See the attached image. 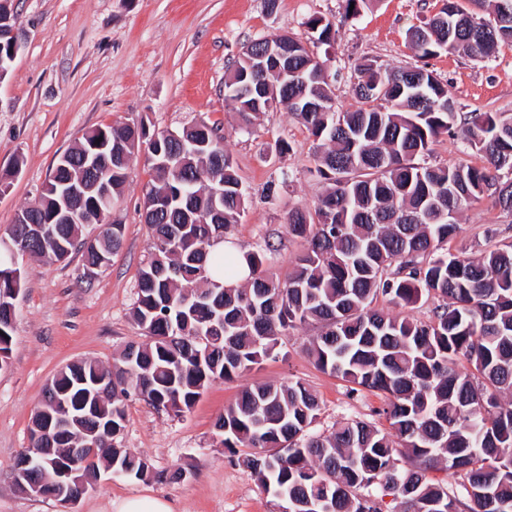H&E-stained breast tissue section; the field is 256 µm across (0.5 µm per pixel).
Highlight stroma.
Listing matches in <instances>:
<instances>
[{
  "mask_svg": "<svg viewBox=\"0 0 512 512\" xmlns=\"http://www.w3.org/2000/svg\"><path fill=\"white\" fill-rule=\"evenodd\" d=\"M440 3L368 0L352 17L345 0H277L272 10L265 0H14L26 37L0 80V175L10 176L0 194V237L8 236L21 208L37 202L58 158L87 130L132 118L173 130L203 121L221 130L247 193L233 242L251 251L274 243L269 264L287 276L305 243L288 236L285 218L290 210L312 208L323 190L313 174L317 143L282 105L241 131L224 98L228 67L262 36L310 41L307 21L321 15L337 30L327 63L337 109L357 107L354 68L368 57L387 68L426 65L461 113H512L511 44L477 62L457 51L423 59L410 43L409 29L426 23ZM151 179L145 153L135 152L112 211L124 226L123 245L96 275H88L77 252L58 262L18 260L22 292L8 364L0 369V512H113L112 501L142 494L169 501L174 512H280L278 500L216 442L217 417L245 387L304 382L319 398L317 433L351 419L386 425L377 414L380 392L351 390L315 366L306 348L319 327L306 324L291 331L280 356L234 381L212 383L188 413L129 401L118 445L150 462L149 478L102 479L74 505L15 493L14 462L29 445L46 383L76 360L111 364L127 343L142 339L132 307L139 270L152 251L141 219ZM458 222L451 248L467 257L512 243V214L490 199L462 209ZM188 464L193 476L173 479Z\"/></svg>",
  "mask_w": 512,
  "mask_h": 512,
  "instance_id": "35a3bbf8",
  "label": "stroma"
}]
</instances>
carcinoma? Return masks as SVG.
<instances>
[{
  "instance_id": "1",
  "label": "carcinoma",
  "mask_w": 512,
  "mask_h": 512,
  "mask_svg": "<svg viewBox=\"0 0 512 512\" xmlns=\"http://www.w3.org/2000/svg\"><path fill=\"white\" fill-rule=\"evenodd\" d=\"M445 20L433 17L409 32L423 58L443 47L427 41L434 30L475 61L492 57L504 39L491 30L457 26L467 9L446 0ZM313 46L332 47L336 30L313 16ZM297 86L279 74L262 75L270 106L282 105L319 141L316 173L324 190L314 211L288 213V235L305 240L288 276L269 272L266 251H248V281L235 282L236 254L212 253L228 238L247 202L246 190L217 128L195 123L152 129L144 121L95 127L58 161L38 203L17 213L11 234L29 255L59 261L64 248L85 266L105 267L123 244L124 226L107 224L86 246L83 217L102 206L83 198L81 217H63L61 190L79 178L83 147L107 134L112 158L101 170L112 195L123 187L135 151L147 150L153 179L143 198L144 223L153 240L139 274L132 317L147 343L131 342L109 366L79 360L46 385L32 423L47 427L70 407L61 438L33 440L48 448L26 480L49 483L66 466L89 475L109 458L143 480L149 461L125 449L107 451L124 429L127 402L158 410L190 411L216 381H233L277 355L283 338L300 325H320L307 352L316 366L343 381L385 395L379 411L392 440L364 421L344 423L329 435L311 428L320 415L317 396L302 382L243 389L214 424L218 444L245 448L241 457L262 486L285 502L284 512H381L379 496H392L404 512H512V244L473 259L446 248L458 232L457 216L489 197L512 214V114L461 117L456 102L427 67L388 69L365 59L355 68L358 106L339 111L323 75L327 61L291 40ZM246 62L224 78V96L248 131L268 108L239 99ZM424 77L422 98L409 94L410 72ZM324 105L302 112L294 97ZM459 136L485 164L429 165L422 158L442 134ZM224 182L212 193L210 178ZM403 307L440 299L427 321L387 316L372 307L378 295ZM12 283L0 267V351L11 350L15 315ZM106 378L111 387L87 397L78 381ZM112 424V436L105 427ZM100 434L97 455L73 466L68 450ZM445 469L453 484L429 477Z\"/></svg>"
}]
</instances>
